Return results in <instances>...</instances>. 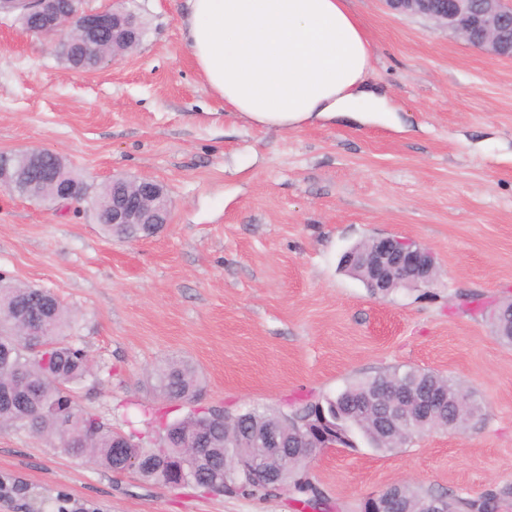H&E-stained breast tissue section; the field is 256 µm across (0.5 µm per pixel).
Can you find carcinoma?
I'll return each instance as SVG.
<instances>
[{
	"label": "carcinoma",
	"instance_id": "obj_1",
	"mask_svg": "<svg viewBox=\"0 0 512 512\" xmlns=\"http://www.w3.org/2000/svg\"><path fill=\"white\" fill-rule=\"evenodd\" d=\"M0 299V428L26 430L48 443L61 442L65 451L77 458H89L101 467L117 471L120 459L116 452L117 439L125 437L127 455L139 460L141 477L154 484H164L168 460L185 456L182 439L194 433L201 418H210V429L204 447L209 449L211 462L205 465L208 486L213 491L250 495L272 494L277 487L252 482L233 463H224V448L245 437L252 438V447L261 448L262 431L277 419L278 414L256 408L224 419L217 408H196L182 419L167 422L158 435V448L143 445V437L133 432L120 434L103 418L78 403L75 390L90 376L87 353L65 341L71 328V315L54 295L46 296L37 288H23L3 282ZM27 322L33 333L30 344L14 343L13 333L18 323ZM492 325L497 338L512 345V301L497 306ZM155 390L170 401L196 403L200 400L204 382L196 368L187 361L173 360L153 373ZM398 381L415 390L441 391L446 396L445 413L461 424L481 415L482 406L471 393L460 390V384L437 374L409 368L394 369L358 380L334 396L306 401L291 415L299 421L303 436L297 441L299 456L288 462V468H306L307 456L317 449L319 437L308 432L323 418L340 416L336 432L328 441L352 446L351 437L360 436L369 446L380 451L397 450L410 442L385 433L373 419L361 413L354 403L361 400L377 384ZM64 406L71 414V425L63 429L52 407ZM295 501L302 508L317 509L324 496L319 488L301 473L289 476ZM437 493L410 485L403 491L401 509L415 512L425 499ZM445 512H498L504 495L489 493L478 499L455 494H443Z\"/></svg>",
	"mask_w": 512,
	"mask_h": 512
}]
</instances>
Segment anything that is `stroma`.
I'll list each match as a JSON object with an SVG mask.
<instances>
[{"label": "stroma", "instance_id": "1", "mask_svg": "<svg viewBox=\"0 0 512 512\" xmlns=\"http://www.w3.org/2000/svg\"><path fill=\"white\" fill-rule=\"evenodd\" d=\"M137 51L94 73L0 15V152L64 153L83 178L166 184L153 237L106 236L85 203L0 188V277L53 292L96 377L83 406L145 431L189 404L148 384L182 359L206 381L201 406L288 413L394 368L466 385L482 414L391 453L364 441L317 452L309 476L327 512H362L402 479L477 498L512 487V346L466 310L512 300V58L493 56L384 0H351L371 46L368 81L401 120L267 130L227 113L195 69L185 0H125ZM393 236L436 258L429 286L381 299L341 270L354 244ZM104 512H295L290 487L252 496L145 482L0 428V475Z\"/></svg>", "mask_w": 512, "mask_h": 512}]
</instances>
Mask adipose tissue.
I'll use <instances>...</instances> for the list:
<instances>
[{
  "label": "adipose tissue",
  "instance_id": "obj_1",
  "mask_svg": "<svg viewBox=\"0 0 512 512\" xmlns=\"http://www.w3.org/2000/svg\"><path fill=\"white\" fill-rule=\"evenodd\" d=\"M189 53L225 109L292 129L347 118L394 121L366 81L369 40L348 0H187Z\"/></svg>",
  "mask_w": 512,
  "mask_h": 512
}]
</instances>
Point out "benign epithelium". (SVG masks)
<instances>
[{"label": "benign epithelium", "mask_w": 512, "mask_h": 512, "mask_svg": "<svg viewBox=\"0 0 512 512\" xmlns=\"http://www.w3.org/2000/svg\"><path fill=\"white\" fill-rule=\"evenodd\" d=\"M26 5V14L44 23L38 34L50 38L56 53L68 56L77 72H90L115 57L134 51L140 41L139 30L133 26L125 12L112 2L109 8L78 13L80 21L68 28V34L58 32L60 22L67 13L60 8L61 0H0V7L7 4ZM388 7L400 14L425 17L438 26L447 28L467 42L500 57H512V5L505 0H386ZM112 33V46L117 52L112 55L100 53L96 46L101 36ZM64 157L50 149L0 153V187L7 190L22 186L29 194H39L41 189H50L53 202H85L95 217H104L112 225V231L119 232L124 225L140 228L134 240L155 234L166 223L170 214V202L166 187L149 177L128 179L112 178V193L104 201L99 200L91 186L83 178L69 179L62 175ZM372 250L363 254L352 248L345 255V261L364 270L368 287L376 289L382 296L388 288H418L429 285L436 271L433 254L427 248L408 239L378 237L371 240ZM365 404L370 407L373 417L392 432L414 424L421 428L437 427L442 423L445 397L434 391L417 394L398 391H372L365 395ZM209 421L199 423L197 431L184 439L190 449V457L202 459L203 436ZM292 429L284 422L263 432L262 443L267 458L288 461L291 457L289 446ZM254 449L241 445L235 448L233 462L246 473L255 472L257 460ZM399 496L394 490H384L367 499L366 512H397ZM28 502V512H44L55 503L50 497L35 494L20 480L12 484H0V512H17L14 505Z\"/></svg>", "instance_id": "benign-epithelium-1"}]
</instances>
